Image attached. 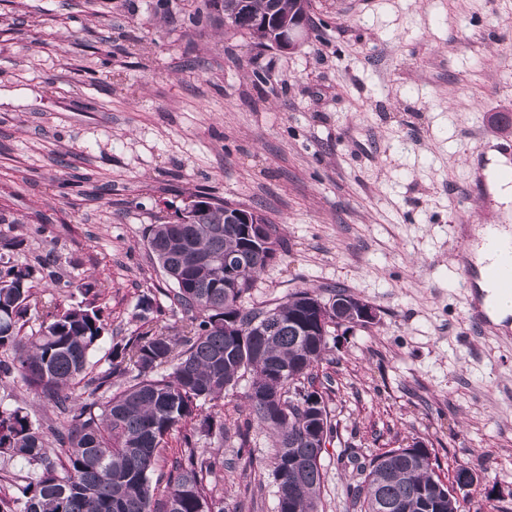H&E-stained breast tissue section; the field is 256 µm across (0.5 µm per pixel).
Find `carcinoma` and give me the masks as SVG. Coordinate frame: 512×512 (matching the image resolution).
I'll use <instances>...</instances> for the list:
<instances>
[{"label":"carcinoma","instance_id":"carcinoma-1","mask_svg":"<svg viewBox=\"0 0 512 512\" xmlns=\"http://www.w3.org/2000/svg\"><path fill=\"white\" fill-rule=\"evenodd\" d=\"M192 21L224 23L234 17L255 39L254 21H268L265 47L273 46L279 20L301 16L311 23L312 0H201ZM243 204L207 198L205 207L175 222L151 224L148 250L174 288L172 305L186 316L180 331L141 332L112 339L106 370L93 373L91 353L107 333L100 289L77 285L84 299L66 305L68 280L57 296L38 304L35 270L0 254V382L22 383L52 411L42 423L20 407L0 404V457L28 468L24 483L0 476V512H224L216 507L210 476L224 461L197 447L198 437L224 435V422L204 405L224 397L245 375L251 381L246 407L273 439L277 512H318L324 472L322 439L338 435L326 407L319 410L296 396L315 386V368L325 360L331 330L356 326L349 312L362 300L344 289L328 300L330 311L313 335L303 332L306 306L320 300L302 288L273 306L249 307L257 277L277 256L281 225L252 207L265 224L270 246L251 249L239 225L226 213ZM195 250L207 262L185 265ZM241 269L238 286L224 287L227 268ZM41 307L39 329L23 333L31 308ZM125 383L115 389L112 378ZM192 421L182 436L181 456L172 464L163 498L154 496L165 438ZM62 454L49 452V443ZM356 480L346 493V512H382L384 503L400 512H426L424 499H443L441 512H464L448 487L435 477L425 447L389 448L368 461L348 453Z\"/></svg>","mask_w":512,"mask_h":512}]
</instances>
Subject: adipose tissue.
Listing matches in <instances>:
<instances>
[{
	"label": "adipose tissue",
	"mask_w": 512,
	"mask_h": 512,
	"mask_svg": "<svg viewBox=\"0 0 512 512\" xmlns=\"http://www.w3.org/2000/svg\"><path fill=\"white\" fill-rule=\"evenodd\" d=\"M507 161L506 155L496 150L490 151L489 162L483 171L488 192L500 212L501 221L482 226L470 246L468 257L478 268L496 258L497 248L512 246V183L498 176L499 169Z\"/></svg>",
	"instance_id": "adipose-tissue-1"
}]
</instances>
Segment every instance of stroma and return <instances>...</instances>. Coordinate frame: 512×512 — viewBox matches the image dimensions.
<instances>
[{
	"instance_id": "35a3bbf8",
	"label": "stroma",
	"mask_w": 512,
	"mask_h": 512,
	"mask_svg": "<svg viewBox=\"0 0 512 512\" xmlns=\"http://www.w3.org/2000/svg\"><path fill=\"white\" fill-rule=\"evenodd\" d=\"M0 0V247L95 274L112 336L181 314L151 260L148 225L192 194L282 222L249 298L346 289L374 307L342 326L317 369L340 427L321 464L319 512H344L354 472L419 441L469 512H512V328L480 331L456 259L500 216L479 147L512 146V0H314L308 40L284 53L194 24L200 0ZM156 298L161 313L133 317ZM241 378L217 408L224 512H276L274 448L246 428Z\"/></svg>"
}]
</instances>
